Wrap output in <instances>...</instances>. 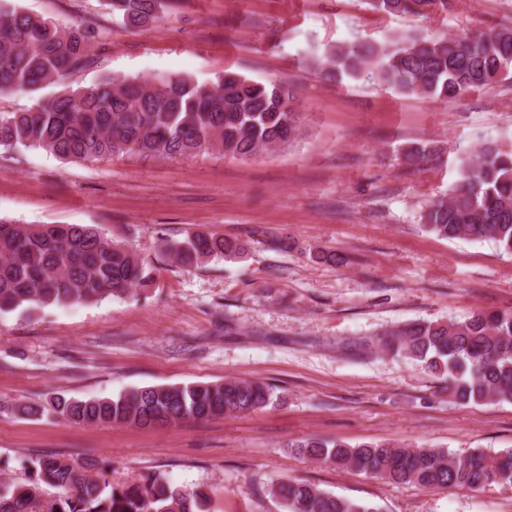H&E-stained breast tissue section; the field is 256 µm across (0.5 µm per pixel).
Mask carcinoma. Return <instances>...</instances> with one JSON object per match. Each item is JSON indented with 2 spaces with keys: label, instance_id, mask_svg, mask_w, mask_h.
<instances>
[{
  "label": "carcinoma",
  "instance_id": "1",
  "mask_svg": "<svg viewBox=\"0 0 512 512\" xmlns=\"http://www.w3.org/2000/svg\"><path fill=\"white\" fill-rule=\"evenodd\" d=\"M170 0H107L128 30L144 31ZM379 14L422 17L448 11L449 0H366ZM99 43L90 20H51L0 0V92L36 91L82 71ZM328 82L356 79L369 70L403 94L448 103L464 93L512 79V26L479 33L400 34L386 44L360 40L311 59ZM296 93L283 81H254L226 73L213 85L187 76L151 81L104 76L64 87L15 112H0V147L42 149L65 160H97L128 152L146 158L192 156L211 149L249 158L281 148L302 134ZM438 154L429 143L403 152L409 167ZM427 231L447 240L495 242L512 255V151L485 142L464 163L448 198L421 215ZM246 245L197 232L164 251L183 266L244 254ZM151 283L143 260L93 225L15 224L0 219V313L98 302ZM382 351L421 362L444 381L459 405L512 402V314L475 312L463 319L405 324L382 340ZM272 387L258 380L142 387L112 398L50 395L17 406L26 416L52 415L88 425L146 428L158 420H205L266 407ZM297 453L337 468L393 483L434 489L512 485V450L496 457L480 449L453 454L441 448L388 442L350 445L308 437L290 444ZM26 482L0 481V512H206L199 492L153 473L143 482L114 487L95 459L30 461ZM58 490L42 497L40 484ZM286 512H377L297 480L271 486Z\"/></svg>",
  "mask_w": 512,
  "mask_h": 512
}]
</instances>
